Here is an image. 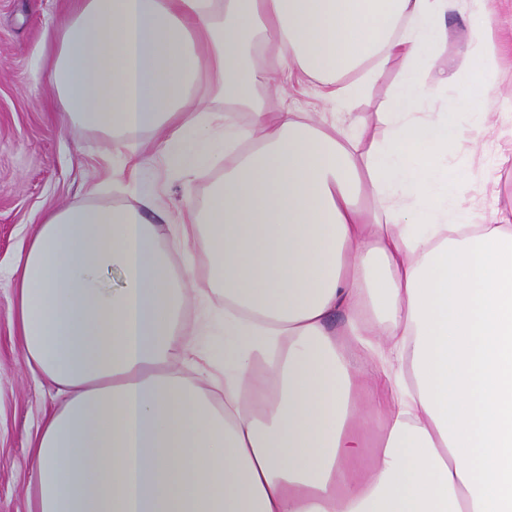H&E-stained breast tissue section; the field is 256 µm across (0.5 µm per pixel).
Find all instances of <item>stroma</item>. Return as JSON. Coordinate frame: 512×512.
<instances>
[{"label":"stroma","instance_id":"stroma-1","mask_svg":"<svg viewBox=\"0 0 512 512\" xmlns=\"http://www.w3.org/2000/svg\"><path fill=\"white\" fill-rule=\"evenodd\" d=\"M69 14V0H0V512H29L30 449L43 419L60 403L54 387L28 367L13 317L26 248L42 217L70 203L127 207L131 165L106 134L63 122L49 84V36ZM269 107L326 112L320 85L263 90ZM146 173L161 211H185L219 176L208 167L191 177L170 173L146 136Z\"/></svg>","mask_w":512,"mask_h":512}]
</instances>
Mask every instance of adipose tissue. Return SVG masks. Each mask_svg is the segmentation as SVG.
I'll use <instances>...</instances> for the list:
<instances>
[{"mask_svg": "<svg viewBox=\"0 0 512 512\" xmlns=\"http://www.w3.org/2000/svg\"><path fill=\"white\" fill-rule=\"evenodd\" d=\"M51 47L71 123L135 168L156 131L179 173L224 174L169 228L137 177L139 206L43 218L13 314L64 401L33 512H512V214L470 181L512 161L474 140L512 122L490 0H72ZM311 79L331 122L258 99ZM202 84L230 112L187 111ZM169 232L224 300L208 391L175 367L195 341ZM396 73V67H392L379 82L377 87L374 89L371 96L362 101L358 107V112L371 113L374 112L377 105L388 98L393 91L394 77Z\"/></svg>", "mask_w": 512, "mask_h": 512, "instance_id": "ef3b65f1", "label": "adipose tissue"}]
</instances>
